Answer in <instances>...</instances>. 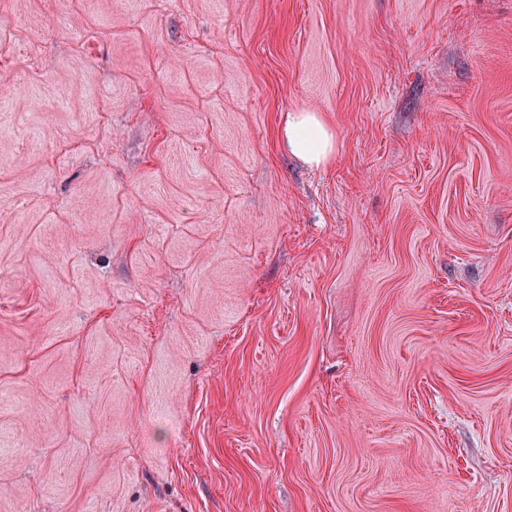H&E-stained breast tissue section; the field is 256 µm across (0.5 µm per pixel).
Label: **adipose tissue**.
<instances>
[{"label": "adipose tissue", "instance_id": "ef3b65f1", "mask_svg": "<svg viewBox=\"0 0 512 512\" xmlns=\"http://www.w3.org/2000/svg\"><path fill=\"white\" fill-rule=\"evenodd\" d=\"M281 137L290 154L315 168L325 165L336 149L332 128L320 113L309 110L289 112Z\"/></svg>", "mask_w": 512, "mask_h": 512}]
</instances>
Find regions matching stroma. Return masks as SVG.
<instances>
[{
	"mask_svg": "<svg viewBox=\"0 0 512 512\" xmlns=\"http://www.w3.org/2000/svg\"><path fill=\"white\" fill-rule=\"evenodd\" d=\"M0 512H512V0H0ZM281 137L288 152L310 167L325 165L336 149L334 131L319 112H288Z\"/></svg>",
	"mask_w": 512,
	"mask_h": 512,
	"instance_id": "35a3bbf8",
	"label": "stroma"
}]
</instances>
